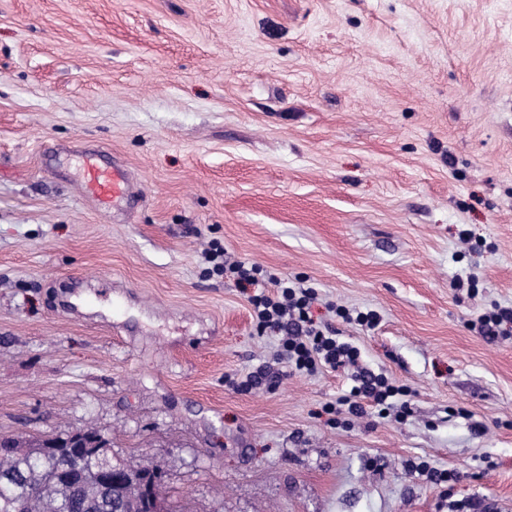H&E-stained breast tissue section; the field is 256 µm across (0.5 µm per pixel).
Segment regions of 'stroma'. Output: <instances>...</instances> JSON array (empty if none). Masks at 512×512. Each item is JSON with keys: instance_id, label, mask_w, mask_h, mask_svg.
Instances as JSON below:
<instances>
[{"instance_id": "35a3bbf8", "label": "stroma", "mask_w": 512, "mask_h": 512, "mask_svg": "<svg viewBox=\"0 0 512 512\" xmlns=\"http://www.w3.org/2000/svg\"><path fill=\"white\" fill-rule=\"evenodd\" d=\"M86 151L132 211L81 196ZM213 242L376 311L342 337L407 419L327 423L330 370L225 386L278 339ZM497 305L512 0H0V434L96 428L184 512H512V335L469 327Z\"/></svg>"}]
</instances>
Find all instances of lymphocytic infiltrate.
Instances as JSON below:
<instances>
[{"mask_svg": "<svg viewBox=\"0 0 512 512\" xmlns=\"http://www.w3.org/2000/svg\"><path fill=\"white\" fill-rule=\"evenodd\" d=\"M205 260L211 273L234 280L238 287L251 289L249 303L256 329L261 334L278 336L274 358L286 366L288 374L347 370L351 382L348 392L323 407L329 423L338 425L343 418L363 416L370 408L382 417L391 415L399 421L407 418L409 387L363 367L357 346L341 340L335 327L314 319L312 306L317 299L314 288L304 285L300 279L230 260L223 246L217 243L206 251Z\"/></svg>", "mask_w": 512, "mask_h": 512, "instance_id": "1", "label": "lymphocytic infiltrate"}]
</instances>
